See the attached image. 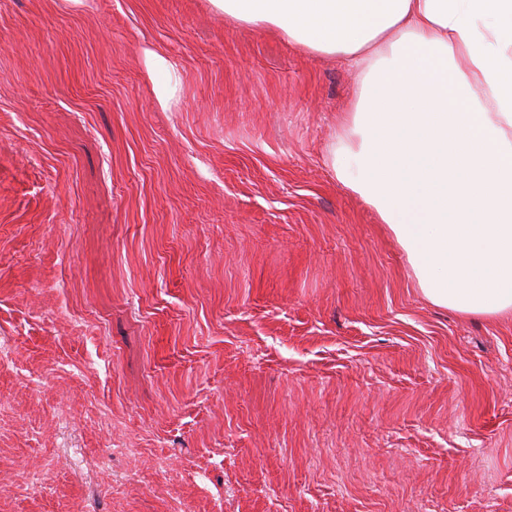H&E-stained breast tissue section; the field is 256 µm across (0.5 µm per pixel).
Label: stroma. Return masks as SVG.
I'll list each match as a JSON object with an SVG mask.
<instances>
[{
    "label": "stroma",
    "mask_w": 512,
    "mask_h": 512,
    "mask_svg": "<svg viewBox=\"0 0 512 512\" xmlns=\"http://www.w3.org/2000/svg\"><path fill=\"white\" fill-rule=\"evenodd\" d=\"M357 82L209 0H0V512H512V319L336 180ZM157 83L160 92V101L162 104L167 105L174 99L179 90V82L176 75L164 59L158 63L157 70Z\"/></svg>",
    "instance_id": "stroma-1"
}]
</instances>
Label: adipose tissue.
I'll return each instance as SVG.
<instances>
[{"instance_id": "1", "label": "adipose tissue", "mask_w": 512, "mask_h": 512, "mask_svg": "<svg viewBox=\"0 0 512 512\" xmlns=\"http://www.w3.org/2000/svg\"><path fill=\"white\" fill-rule=\"evenodd\" d=\"M226 21L361 64L330 162L423 295L512 316V0H210Z\"/></svg>"}]
</instances>
